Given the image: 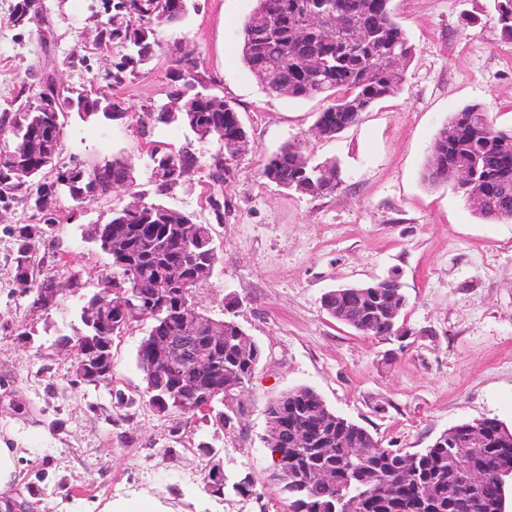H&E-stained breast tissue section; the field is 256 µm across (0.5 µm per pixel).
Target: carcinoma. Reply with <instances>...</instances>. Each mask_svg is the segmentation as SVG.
<instances>
[{"instance_id":"carcinoma-1","label":"carcinoma","mask_w":512,"mask_h":512,"mask_svg":"<svg viewBox=\"0 0 512 512\" xmlns=\"http://www.w3.org/2000/svg\"><path fill=\"white\" fill-rule=\"evenodd\" d=\"M393 0H256L244 18L241 60L258 78L269 94L293 99L319 97L325 106L318 113L315 125L322 127L325 137L332 138L357 123L361 113L376 102L393 95L405 82L414 45L406 31L395 20ZM493 19L500 37L512 41V0H492ZM190 0H116L114 14L103 23L100 43L120 49L113 63L112 81L119 84L123 73L139 64L140 54L160 47L156 29L182 22L188 16ZM366 35H360V31ZM306 35L310 47L320 51L325 65L321 79L314 80L296 66L295 39ZM168 97L186 96L190 108L172 112L160 106L144 113L156 125L180 124L203 130L196 136L208 143L217 142L228 149L242 129L238 112L227 100L193 99V83L200 75L187 80L175 67L170 70ZM126 112L118 100L94 96L90 99L88 118L108 111ZM52 115L24 109L11 120L0 124V137L12 138V150L29 166L39 158L53 153L56 144L51 136ZM151 179L155 194L169 196L184 182V174L199 164V157L187 147L176 149L154 144L149 148ZM235 155L226 153L215 159L211 178L228 182L234 176ZM473 172L474 185L457 181L459 169ZM72 173L69 180L84 179L78 187L96 183L133 185L132 168L120 158L101 164L71 160L53 175L35 172L20 182L0 159V199L23 193L22 202L32 205L31 195L53 187ZM261 177L298 194L332 192L341 182L340 170L334 161H316L301 146H282L263 166ZM428 181L452 183L481 218L491 221L512 219V130L494 124L480 105H469L454 113L435 137L426 167ZM145 213L133 216L123 208L112 209V218L105 224H93L87 238L103 248L107 233L122 234L125 253H112V266L102 270L99 288H129L137 294L136 304L147 307L159 303L166 295L162 270L167 263L183 267L185 278L194 281L202 267L214 268L221 261L223 250L217 244L213 225L197 220L190 213L169 216L171 207L141 195ZM56 217L39 215L32 224H17L12 229L15 241L13 279L30 294L31 303H40L39 288L43 279L35 268L34 256L43 243L55 247L53 228ZM322 308L332 318L364 334L373 325L370 335L400 334L399 318L392 307L405 306L406 297L400 282L390 275L380 281L344 286L329 290L321 298ZM148 333L137 349V365L146 383V397L162 414L173 411L188 413L168 398L170 391H187L192 397H204L227 384L243 391L251 381L262 358L256 342L243 344L238 337L244 333L234 320L224 321V343L214 347V367L210 372L182 368L162 375L145 371V361L156 345L155 336H176L180 326L177 318L160 314L146 320ZM86 327H71L61 334L57 343L79 347ZM244 408L228 411L220 407L212 413L213 424L224 429L241 422ZM266 435L264 443L270 454L288 456V466L298 481L275 482L288 499V512H505L506 486L512 482V429L495 418H485L480 426L487 432V442L474 449L470 468L484 473V480L473 487L469 468L451 462L453 447L448 440H436L416 452L384 448L365 428L354 424L327 407L312 389L301 387L288 391L268 402L265 408ZM293 421L312 429L319 438L327 437V447L334 454L324 456L314 448H285L276 444L277 423ZM355 440L366 449L361 461L350 455L348 441ZM405 473L410 481L394 496L385 482ZM432 487L435 497L426 501L422 491ZM252 481L249 475H224L213 491L219 498L248 497Z\"/></svg>"}]
</instances>
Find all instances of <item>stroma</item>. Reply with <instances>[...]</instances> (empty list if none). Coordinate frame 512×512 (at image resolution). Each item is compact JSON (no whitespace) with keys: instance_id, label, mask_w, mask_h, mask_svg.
Instances as JSON below:
<instances>
[{"instance_id":"1","label":"stroma","mask_w":512,"mask_h":512,"mask_svg":"<svg viewBox=\"0 0 512 512\" xmlns=\"http://www.w3.org/2000/svg\"><path fill=\"white\" fill-rule=\"evenodd\" d=\"M24 0H0V116L34 101L46 77L81 92L121 98L126 118L71 117L60 159L123 157L132 191L154 194L146 150L158 141L200 158L168 206L214 223L223 258L194 295L211 318L238 322L263 349L236 400L242 422L221 430L197 416L159 415L142 399L136 364L144 336L135 322L112 338L110 385L70 386L72 361L57 345L75 321L80 295L96 290L106 258L85 239L131 191L91 204L71 218L56 204V249H39L42 275L68 282L64 310L32 308L12 278L10 229L30 221L18 201L0 205V442L20 448L19 488L38 512H101L108 501L145 495L166 512H288L269 480L265 408L307 387L382 447L416 451L448 428L491 417L512 428V220L488 222L451 184L424 170L439 129L462 108L484 106L512 127V42L501 40L491 0H393L413 45L406 82L333 138L313 128L320 99L267 94L242 63V21L254 0H195L188 19L158 29L152 64L113 84V49L99 44L112 0H37L45 22L16 23ZM194 53L213 92L238 111L249 136L235 176L209 173L219 144L189 128L141 130L143 112L168 103L167 74L178 51ZM336 160L342 183L323 195H298L265 183L261 170L284 144ZM224 205L215 224L211 201ZM397 273L407 297L404 337L364 336L328 316L329 289ZM223 449L227 474L250 473L253 493L220 500L202 493L198 444Z\"/></svg>"}]
</instances>
